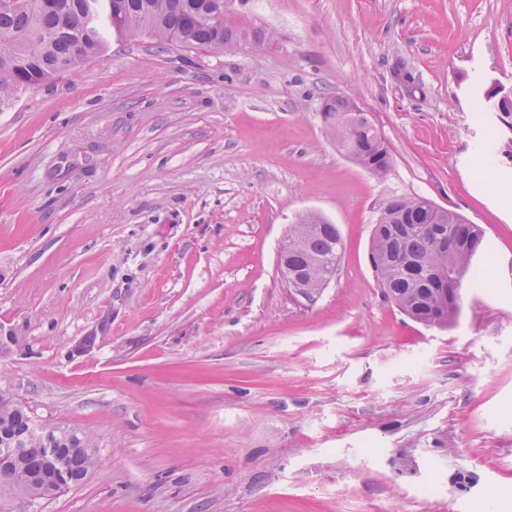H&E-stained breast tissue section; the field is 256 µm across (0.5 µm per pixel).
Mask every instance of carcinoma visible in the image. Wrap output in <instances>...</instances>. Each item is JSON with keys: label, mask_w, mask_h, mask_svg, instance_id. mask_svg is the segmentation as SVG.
<instances>
[{"label": "carcinoma", "mask_w": 512, "mask_h": 512, "mask_svg": "<svg viewBox=\"0 0 512 512\" xmlns=\"http://www.w3.org/2000/svg\"><path fill=\"white\" fill-rule=\"evenodd\" d=\"M85 0H55L44 8L38 0L13 11L0 10V39L13 46L0 48V101L54 81L82 64L85 57L102 54L116 36L135 39L148 35L161 44L222 54L242 45L271 42L275 35L238 22L224 14L229 0H118L119 14L101 15L95 38L84 29ZM350 100L330 98V111L321 113L326 130L336 133V114L347 111ZM357 130L336 148L373 176L382 178L391 166V154L373 121L355 116ZM484 232L423 196H391L386 212L377 218L369 243V261L378 287L405 315L429 327L446 328L461 312L459 288L465 276L479 284L472 269ZM343 243L336 225L319 214L313 221L289 225L288 257H279L281 275L305 284L312 301L334 278ZM0 430L8 447L28 448L47 427L29 411L0 406ZM70 478L79 484L95 462V445L86 435L70 437Z\"/></svg>", "instance_id": "obj_1"}]
</instances>
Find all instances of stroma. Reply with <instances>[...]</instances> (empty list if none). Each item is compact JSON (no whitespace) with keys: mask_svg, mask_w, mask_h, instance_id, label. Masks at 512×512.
I'll return each instance as SVG.
<instances>
[{"mask_svg":"<svg viewBox=\"0 0 512 512\" xmlns=\"http://www.w3.org/2000/svg\"><path fill=\"white\" fill-rule=\"evenodd\" d=\"M275 41L111 40L0 108V386L97 446L36 512H512V0H247ZM355 100L378 179L319 112ZM484 230L448 328L403 315L383 201ZM313 211L344 244L315 300L277 272ZM94 342L86 351L78 344ZM330 99V109L326 111V101L321 105V118L326 130L336 135L348 126V120H340L336 125V114L347 111L350 100L336 96ZM350 112H357L355 123L357 130L342 141L336 142V148L355 164L371 173L376 178H383L391 166V154L384 139L378 134L373 121L361 112L355 102H351ZM386 160L388 161L386 163Z\"/></svg>","mask_w":512,"mask_h":512,"instance_id":"35a3bbf8","label":"stroma"}]
</instances>
